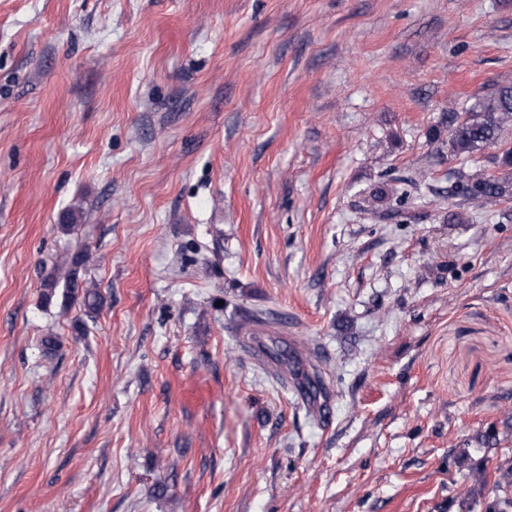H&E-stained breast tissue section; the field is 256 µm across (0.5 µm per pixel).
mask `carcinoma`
Wrapping results in <instances>:
<instances>
[{"instance_id": "obj_1", "label": "carcinoma", "mask_w": 512, "mask_h": 512, "mask_svg": "<svg viewBox=\"0 0 512 512\" xmlns=\"http://www.w3.org/2000/svg\"><path fill=\"white\" fill-rule=\"evenodd\" d=\"M512 119V85H495L464 113H448V135L452 153L465 157L486 145H494L501 138L503 124ZM509 192V186L502 179L488 177L480 172L464 176L455 187L454 195L461 197L473 208H483L496 202ZM88 259L84 251L71 257V269L64 284L57 277L47 276L43 281V296L51 300L59 287L64 288L63 297L69 298L79 290L78 270Z\"/></svg>"}]
</instances>
